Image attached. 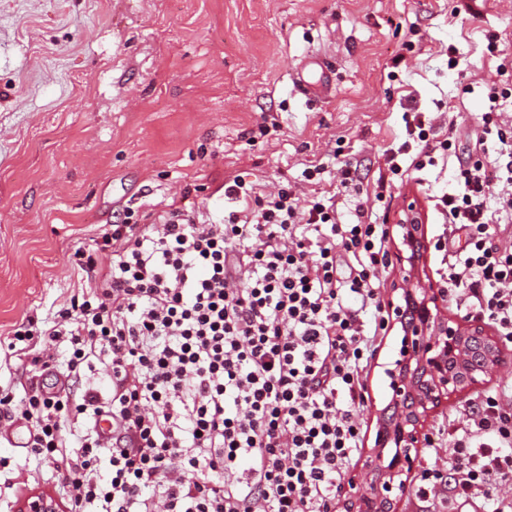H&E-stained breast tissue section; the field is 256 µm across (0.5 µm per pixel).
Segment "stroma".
I'll return each mask as SVG.
<instances>
[{"mask_svg":"<svg viewBox=\"0 0 512 512\" xmlns=\"http://www.w3.org/2000/svg\"><path fill=\"white\" fill-rule=\"evenodd\" d=\"M312 55L332 77L316 98L294 78ZM506 59L512 0H0V341L81 287L75 249L124 213L175 203L214 222L235 177L260 195L283 181L303 196L334 193L342 214L360 200L389 224L416 203L432 245L442 218L431 198L472 152L480 87ZM417 112L455 146L398 181L386 157ZM345 161L359 167L350 188ZM312 163L325 166L316 185L303 177ZM400 347L387 332L366 381L371 403ZM466 402L451 397L427 422L437 463ZM57 482L0 441V512Z\"/></svg>","mask_w":512,"mask_h":512,"instance_id":"stroma-1","label":"stroma"}]
</instances>
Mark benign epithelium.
<instances>
[{"instance_id":"7a95c632","label":"benign epithelium","mask_w":512,"mask_h":512,"mask_svg":"<svg viewBox=\"0 0 512 512\" xmlns=\"http://www.w3.org/2000/svg\"><path fill=\"white\" fill-rule=\"evenodd\" d=\"M423 215L414 205L394 222L402 284L391 289V327L401 335L399 358L384 367L387 401L376 408L373 444L364 462L366 481L350 480L344 512H399L397 491L415 469L430 415L445 401L472 391L506 365L503 344L480 322L442 310L444 291L423 273ZM19 512H59L54 499L32 492Z\"/></svg>"}]
</instances>
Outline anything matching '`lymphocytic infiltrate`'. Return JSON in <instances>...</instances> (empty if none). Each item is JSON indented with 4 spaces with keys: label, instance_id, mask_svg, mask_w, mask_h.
Wrapping results in <instances>:
<instances>
[{
    "label": "lymphocytic infiltrate",
    "instance_id": "lymphocytic-infiltrate-1",
    "mask_svg": "<svg viewBox=\"0 0 512 512\" xmlns=\"http://www.w3.org/2000/svg\"><path fill=\"white\" fill-rule=\"evenodd\" d=\"M484 97L475 150L434 199L448 225L438 246L465 237L440 283L511 345L512 141L498 107L512 83L485 84ZM430 131L408 127L411 143L387 157L393 175L404 176L410 145L418 170L452 149ZM224 193L234 207L221 223L173 205L155 224L112 225L107 264L75 251L79 291L26 317L0 354L46 368L69 347L62 390L33 388L18 406L0 389V418L24 423L34 459L62 474L65 512H336L363 446L365 372L387 332L388 227L361 203L341 222L334 197L303 203L285 184L261 196L237 181ZM97 363L111 374L104 398L80 384ZM103 415L108 438L95 425ZM450 438L447 466L424 470L419 495L512 512V386L472 400Z\"/></svg>",
    "mask_w": 512,
    "mask_h": 512
}]
</instances>
